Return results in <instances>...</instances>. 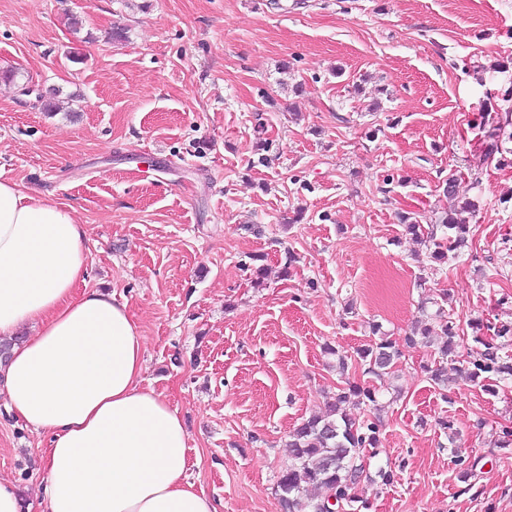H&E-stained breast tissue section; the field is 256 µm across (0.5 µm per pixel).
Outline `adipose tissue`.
Wrapping results in <instances>:
<instances>
[{
    "mask_svg": "<svg viewBox=\"0 0 512 512\" xmlns=\"http://www.w3.org/2000/svg\"><path fill=\"white\" fill-rule=\"evenodd\" d=\"M87 235L64 205L0 181V364L10 409L51 436L47 512H218L187 471L188 431L145 386L126 303L86 287Z\"/></svg>",
    "mask_w": 512,
    "mask_h": 512,
    "instance_id": "adipose-tissue-1",
    "label": "adipose tissue"
}]
</instances>
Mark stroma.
I'll list each match as a JSON object with an SVG mask.
<instances>
[{"instance_id":"obj_1","label":"stroma","mask_w":512,"mask_h":512,"mask_svg":"<svg viewBox=\"0 0 512 512\" xmlns=\"http://www.w3.org/2000/svg\"><path fill=\"white\" fill-rule=\"evenodd\" d=\"M6 70L0 180L73 208L86 285L126 302L219 512H284L293 429L368 381L369 512H512V382L466 362L476 323L512 325V142L486 156L479 125L512 113V0H0ZM451 174L472 245L438 264L396 215L439 224ZM439 309L466 335L447 387L438 328L384 377L353 362ZM48 442L0 390V480L26 512Z\"/></svg>"}]
</instances>
